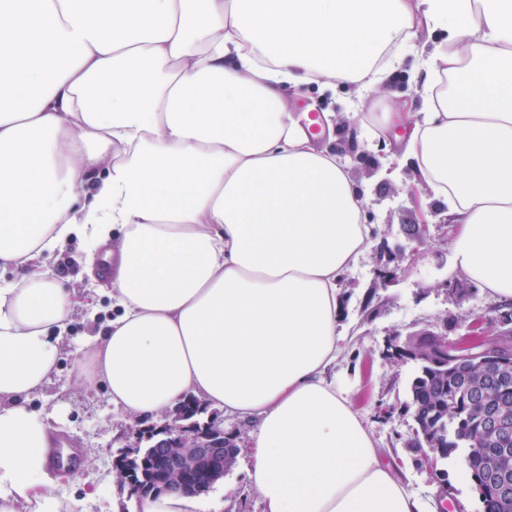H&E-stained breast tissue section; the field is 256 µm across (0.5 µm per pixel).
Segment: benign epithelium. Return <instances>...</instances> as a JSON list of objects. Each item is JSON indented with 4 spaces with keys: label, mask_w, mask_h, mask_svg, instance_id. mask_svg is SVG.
<instances>
[{
    "label": "benign epithelium",
    "mask_w": 512,
    "mask_h": 512,
    "mask_svg": "<svg viewBox=\"0 0 512 512\" xmlns=\"http://www.w3.org/2000/svg\"><path fill=\"white\" fill-rule=\"evenodd\" d=\"M483 324L481 318L474 320L469 333L456 340L452 348L458 360L479 359L488 381L492 382L498 376L501 361L489 353ZM136 435L148 447L119 453L114 469L119 480L141 501L144 497L138 491L133 466L142 453L152 456L161 474L159 493L177 490L193 497L205 492L209 483L224 473V442L229 434L219 425L208 432H199L195 421L175 410L164 424L139 428Z\"/></svg>",
    "instance_id": "7a95c632"
}]
</instances>
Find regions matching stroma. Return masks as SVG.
Here are the masks:
<instances>
[{
    "instance_id": "35a3bbf8",
    "label": "stroma",
    "mask_w": 512,
    "mask_h": 512,
    "mask_svg": "<svg viewBox=\"0 0 512 512\" xmlns=\"http://www.w3.org/2000/svg\"><path fill=\"white\" fill-rule=\"evenodd\" d=\"M444 28L417 27L413 47L403 66L369 98L358 100L350 88L321 90L309 84L302 94L290 96L295 110L316 104L328 113L333 136L319 134L317 145L335 150L352 176L362 185L367 207L366 221L372 235L365 254L339 282L342 298L341 323L348 331L344 351L333 369L346 387L392 467L405 475L410 490L431 505L445 504L447 512H481L478 492L461 462L446 464L447 482H440L406 441L415 422L408 410L409 384L417 366L412 361L390 357V338L432 330L455 340L466 333L476 318H484L488 332L504 329L501 302L481 285L449 276L452 260L451 233L443 222V203L433 200L425 184L413 183L410 171L391 180L382 170L391 161V143L406 136L409 128L390 123L385 135L375 136L362 123L364 113L393 112L398 102L416 101L417 75L422 54L431 44L447 40ZM427 225L429 242L418 246L407 235L408 227ZM88 244L73 238L63 251L46 264L55 278L76 293L93 292L91 306L77 309L69 323V339L63 346L57 372L51 382L31 396L29 405L39 410L55 405L64 413L53 423L56 442L79 448V464L63 478L58 495L65 512H140L136 498L120 484L113 470L118 452L136 448L135 431L140 422L115 411L104 390L78 366L87 359L90 329L108 327L112 300L97 287L85 268ZM395 268V277L381 282V266ZM249 460L238 454L231 471L207 493L194 497L190 512H262L258 492L247 476Z\"/></svg>"
}]
</instances>
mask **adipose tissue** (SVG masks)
<instances>
[{"mask_svg":"<svg viewBox=\"0 0 512 512\" xmlns=\"http://www.w3.org/2000/svg\"><path fill=\"white\" fill-rule=\"evenodd\" d=\"M424 62L402 155L454 227L451 273L512 299V0H0V512H60L50 382L77 302L37 265L110 245L119 313L89 360L113 407L184 397L253 418L262 512H431L330 371L344 272L371 230L285 87L367 93L416 19Z\"/></svg>","mask_w":512,"mask_h":512,"instance_id":"obj_1","label":"adipose tissue"}]
</instances>
